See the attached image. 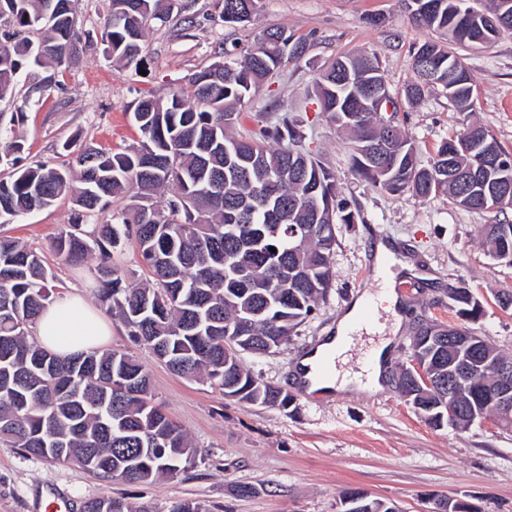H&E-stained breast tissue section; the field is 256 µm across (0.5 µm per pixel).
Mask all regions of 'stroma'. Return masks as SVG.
Listing matches in <instances>:
<instances>
[{"label":"stroma","mask_w":512,"mask_h":512,"mask_svg":"<svg viewBox=\"0 0 512 512\" xmlns=\"http://www.w3.org/2000/svg\"><path fill=\"white\" fill-rule=\"evenodd\" d=\"M162 18L151 20L139 68H120L103 52L101 35L108 0H79L84 53L59 72V88L36 92L47 69L28 65L16 95L0 102V129L20 140L24 163H72L77 148L91 143L121 151L140 134L132 110L143 97L191 95L194 74L247 49L262 32L280 28L303 41L306 52L264 81L244 104L236 134L258 132L264 113L282 107L298 122L302 146L334 174L340 197L356 221L336 229L333 285L315 312L274 354L243 355L268 384L293 397L287 408L252 406L225 397L208 382L173 373L146 346L131 341L120 320L112 322L108 349L128 353L148 370L157 403L188 435L197 456L175 478L130 485L107 482L66 462H48L0 442V512H47L54 497L80 512L89 498L112 496L151 512H168L192 500L206 512H339V496L358 488L393 503L399 512H433L443 498L461 499L481 512H512V430L489 421L460 429L429 425L398 390L395 379L409 359L418 322H456L449 288L464 286L482 303L468 329L512 357V308L499 294L512 293V265L491 257L482 244L484 225L512 222V209L473 211L439 194L419 199L377 190L351 170L346 136L319 110L314 81L325 64L353 52L376 53L397 103L395 121L412 137L420 166H429L438 143L462 123L476 121L512 153V35L479 47H457L476 84L473 109L459 111L440 86L411 105L403 90L413 76L412 48L428 31L413 24L406 0H258L250 22L230 25L216 0H168ZM72 204L17 218L0 233L40 250L61 293L98 305L95 258L69 262L52 242L71 221ZM397 242L416 262L410 288L400 291L405 317L391 345L385 391L312 396L293 382L298 358L331 335L340 314L365 291H378L374 239ZM250 494H241V487Z\"/></svg>","instance_id":"obj_1"}]
</instances>
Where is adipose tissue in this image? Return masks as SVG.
I'll return each mask as SVG.
<instances>
[{
	"label": "adipose tissue",
	"mask_w": 512,
	"mask_h": 512,
	"mask_svg": "<svg viewBox=\"0 0 512 512\" xmlns=\"http://www.w3.org/2000/svg\"><path fill=\"white\" fill-rule=\"evenodd\" d=\"M373 303L387 314L390 333H397L401 320V304L395 291V275L384 276L382 290L372 298H358L338 320L334 335L325 337L313 351L300 359L299 368L315 365L324 356L335 355L337 361L347 359L352 346L351 335L358 328L361 310L366 303ZM112 334L111 321L104 318L82 297L66 295L57 298L37 318L35 337L50 353L66 356L102 344ZM389 340H380L372 352V362L366 375L333 376L312 380L309 392L330 395L350 388L375 394L384 389L383 365L389 356Z\"/></svg>",
	"instance_id": "obj_1"
}]
</instances>
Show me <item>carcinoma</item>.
I'll use <instances>...</instances> for the list:
<instances>
[{"mask_svg":"<svg viewBox=\"0 0 512 512\" xmlns=\"http://www.w3.org/2000/svg\"><path fill=\"white\" fill-rule=\"evenodd\" d=\"M47 0H0V27L44 31L33 42L0 43V99L12 95L23 64L67 67L84 47L77 10L66 19L44 17ZM164 0H110L105 50L124 67L138 64L141 41ZM257 0H218L227 24L248 22ZM411 16L426 30L445 31L456 43L484 45L512 32V0H492L484 13L467 0H411ZM302 45L280 29L263 34L243 60H226L218 72L204 68L192 79L194 103L180 91L166 100L141 98L133 117L141 141L112 153L85 144L77 152L80 175L67 167L19 165L21 144L0 132V160L11 171L0 178V223L54 206L64 196L75 207L72 222L52 244L67 260L98 256L99 298L134 341L148 346L176 374L203 378L226 396L255 406L286 408L292 396L265 383L242 355H267L288 341L332 286L336 225L356 214L337 199L333 174L303 149V134L284 113L260 136L236 137L238 105L294 57ZM414 77L406 99L416 102L433 85L448 89L461 109L472 106L474 80L460 58L433 41L414 48ZM385 83L376 54L346 55L315 80L321 112L351 140L354 172L373 187L420 198L446 194L481 211L512 208V154L483 127L472 124L443 140L428 168L399 126L384 127L369 83ZM174 194L164 197V191ZM129 199L112 222L86 229L84 219ZM129 241L151 281L128 283L112 266V249ZM487 251L512 265V223L488 224ZM276 251H270V248ZM54 273L43 254L0 236V440L30 455L72 463L104 480L144 484L175 478L196 449L154 402L146 368L125 352L90 348L54 355L27 340L26 325L54 299ZM449 298L457 314L477 318L482 305L465 287ZM437 323L413 332L435 387L413 400L429 417L448 399V364L465 362L456 347L433 350L424 337ZM495 378L475 376L461 399L466 421L485 407ZM81 512H150L122 499L90 498Z\"/></svg>","mask_w":512,"mask_h":512,"instance_id":"obj_1","label":"carcinoma"}]
</instances>
